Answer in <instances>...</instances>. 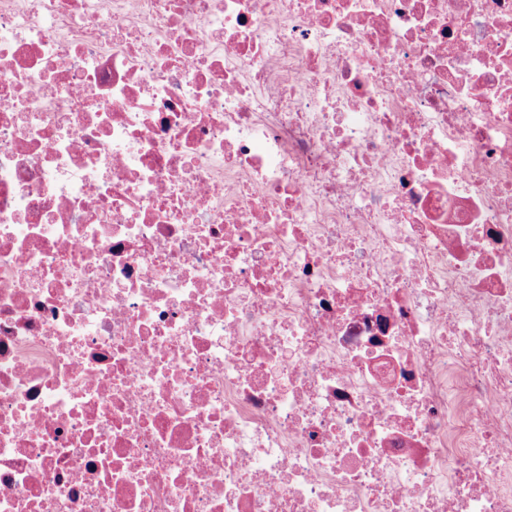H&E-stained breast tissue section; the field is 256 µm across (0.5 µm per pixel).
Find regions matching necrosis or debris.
Returning <instances> with one entry per match:
<instances>
[{"mask_svg": "<svg viewBox=\"0 0 512 512\" xmlns=\"http://www.w3.org/2000/svg\"><path fill=\"white\" fill-rule=\"evenodd\" d=\"M0 512H512V0H0Z\"/></svg>", "mask_w": 512, "mask_h": 512, "instance_id": "necrosis-or-debris-1", "label": "necrosis or debris"}]
</instances>
